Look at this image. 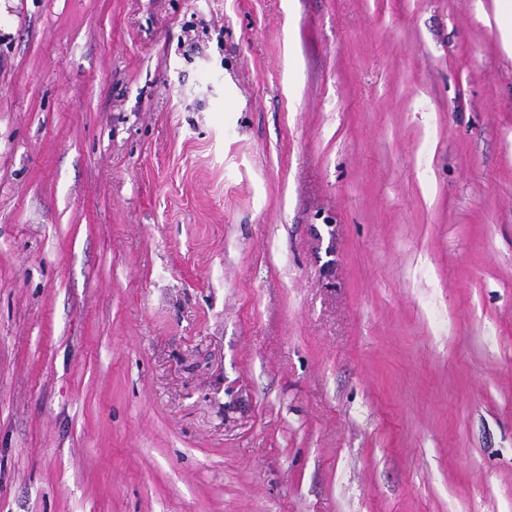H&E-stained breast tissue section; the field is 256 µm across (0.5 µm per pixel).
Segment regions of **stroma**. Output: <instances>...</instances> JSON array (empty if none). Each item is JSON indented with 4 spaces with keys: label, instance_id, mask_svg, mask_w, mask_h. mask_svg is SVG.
Segmentation results:
<instances>
[{
    "label": "stroma",
    "instance_id": "obj_1",
    "mask_svg": "<svg viewBox=\"0 0 512 512\" xmlns=\"http://www.w3.org/2000/svg\"><path fill=\"white\" fill-rule=\"evenodd\" d=\"M503 0H0V512H512Z\"/></svg>",
    "mask_w": 512,
    "mask_h": 512
}]
</instances>
